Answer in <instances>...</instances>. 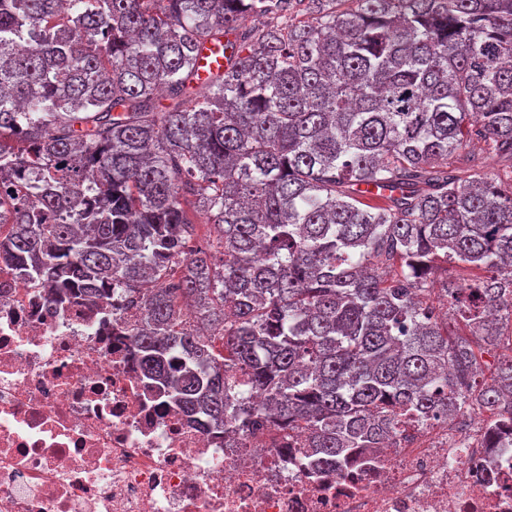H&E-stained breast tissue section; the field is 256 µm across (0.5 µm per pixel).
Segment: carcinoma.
Listing matches in <instances>:
<instances>
[{
    "instance_id": "1",
    "label": "carcinoma",
    "mask_w": 512,
    "mask_h": 512,
    "mask_svg": "<svg viewBox=\"0 0 512 512\" xmlns=\"http://www.w3.org/2000/svg\"><path fill=\"white\" fill-rule=\"evenodd\" d=\"M20 175L0 259L55 308L140 304L142 370L205 430L344 469L477 410L512 447V355L477 380L512 328V0H0Z\"/></svg>"
}]
</instances>
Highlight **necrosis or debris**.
Segmentation results:
<instances>
[{
	"label": "necrosis or debris",
	"instance_id": "4bbe7bcc",
	"mask_svg": "<svg viewBox=\"0 0 512 512\" xmlns=\"http://www.w3.org/2000/svg\"><path fill=\"white\" fill-rule=\"evenodd\" d=\"M138 316L55 309L0 262V512H512V448L480 447L467 416L342 473L311 472L300 441L188 423L148 388Z\"/></svg>",
	"mask_w": 512,
	"mask_h": 512
}]
</instances>
